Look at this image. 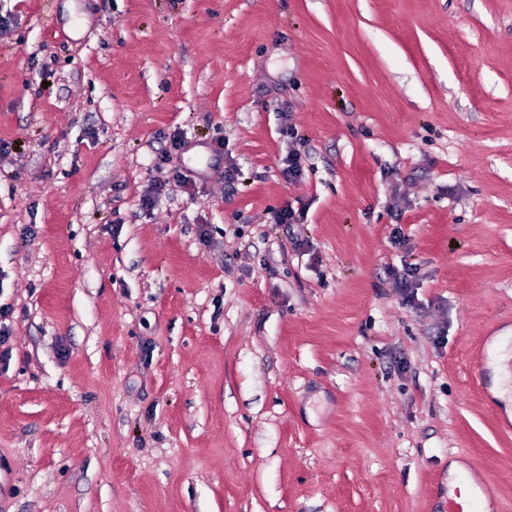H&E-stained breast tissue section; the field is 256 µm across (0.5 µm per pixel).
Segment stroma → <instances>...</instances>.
<instances>
[{"label":"stroma","instance_id":"stroma-1","mask_svg":"<svg viewBox=\"0 0 512 512\" xmlns=\"http://www.w3.org/2000/svg\"><path fill=\"white\" fill-rule=\"evenodd\" d=\"M0 325V512H512V0H0Z\"/></svg>","mask_w":512,"mask_h":512}]
</instances>
